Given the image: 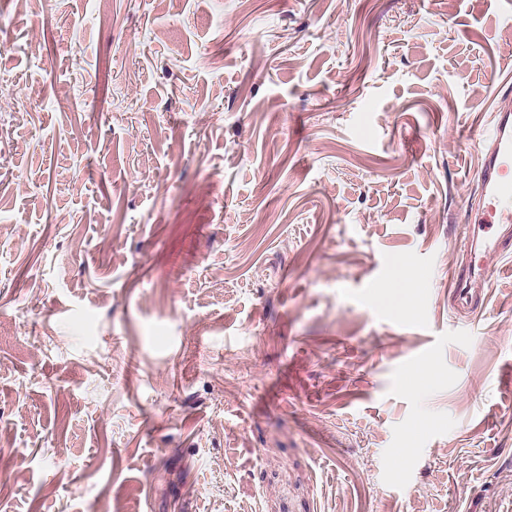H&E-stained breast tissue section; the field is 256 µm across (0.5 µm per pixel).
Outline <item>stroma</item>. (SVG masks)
Returning <instances> with one entry per match:
<instances>
[{"mask_svg": "<svg viewBox=\"0 0 512 512\" xmlns=\"http://www.w3.org/2000/svg\"><path fill=\"white\" fill-rule=\"evenodd\" d=\"M0 32V512H512V255L448 306L512 0H0Z\"/></svg>", "mask_w": 512, "mask_h": 512, "instance_id": "1", "label": "stroma"}]
</instances>
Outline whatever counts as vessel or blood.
Listing matches in <instances>:
<instances>
[{
	"label": "vessel or blood",
	"instance_id": "obj_1",
	"mask_svg": "<svg viewBox=\"0 0 512 512\" xmlns=\"http://www.w3.org/2000/svg\"><path fill=\"white\" fill-rule=\"evenodd\" d=\"M480 203L471 216L477 224L473 256L453 275L459 305L475 310L483 307L487 292L477 281L490 259L512 253V110L499 109L482 157L479 173Z\"/></svg>",
	"mask_w": 512,
	"mask_h": 512
}]
</instances>
